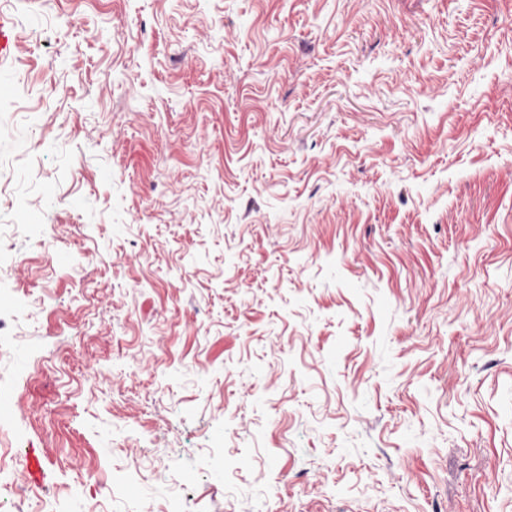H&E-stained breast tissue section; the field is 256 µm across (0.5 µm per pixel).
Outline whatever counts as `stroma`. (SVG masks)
Wrapping results in <instances>:
<instances>
[{"mask_svg":"<svg viewBox=\"0 0 512 512\" xmlns=\"http://www.w3.org/2000/svg\"><path fill=\"white\" fill-rule=\"evenodd\" d=\"M0 30L43 220L81 227L0 278V313L44 303L0 334L25 512H512V0H0Z\"/></svg>","mask_w":512,"mask_h":512,"instance_id":"1","label":"stroma"}]
</instances>
